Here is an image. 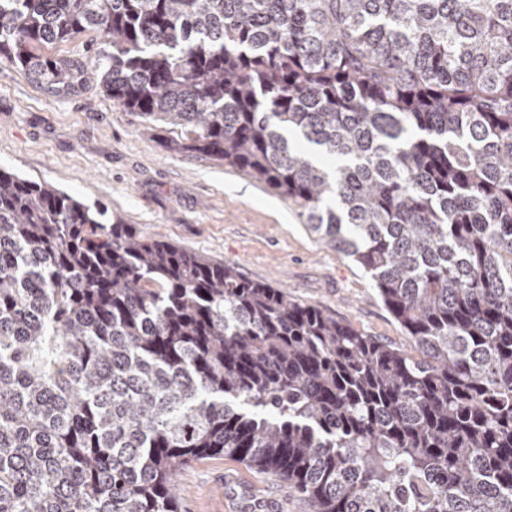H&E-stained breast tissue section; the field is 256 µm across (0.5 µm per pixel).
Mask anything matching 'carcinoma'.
<instances>
[{
	"instance_id": "1",
	"label": "carcinoma",
	"mask_w": 512,
	"mask_h": 512,
	"mask_svg": "<svg viewBox=\"0 0 512 512\" xmlns=\"http://www.w3.org/2000/svg\"><path fill=\"white\" fill-rule=\"evenodd\" d=\"M2 59L298 204L417 354L0 170V512H178L221 454L309 512H512V0H0ZM108 38L97 30H87L72 40L53 46H40L34 52L54 57L80 59L86 66L94 65L97 55L101 52L112 51L107 43Z\"/></svg>"
}]
</instances>
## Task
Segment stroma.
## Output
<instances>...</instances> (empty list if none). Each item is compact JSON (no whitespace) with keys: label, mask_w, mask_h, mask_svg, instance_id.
I'll use <instances>...</instances> for the list:
<instances>
[{"label":"stroma","mask_w":512,"mask_h":512,"mask_svg":"<svg viewBox=\"0 0 512 512\" xmlns=\"http://www.w3.org/2000/svg\"><path fill=\"white\" fill-rule=\"evenodd\" d=\"M107 48L101 32L88 30L40 52L90 66ZM174 136L95 85L51 96L0 61V170L52 184L101 211L102 223L118 218L143 236L234 264L366 335L412 349L369 274L312 237L300 207L228 163L170 152ZM178 503L179 512H307L281 479L224 456L182 470Z\"/></svg>","instance_id":"1"}]
</instances>
